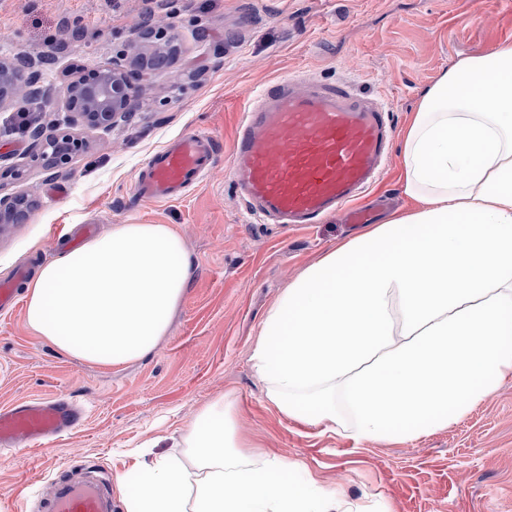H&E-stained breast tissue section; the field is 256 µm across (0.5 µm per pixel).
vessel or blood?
Listing matches in <instances>:
<instances>
[{"mask_svg":"<svg viewBox=\"0 0 512 512\" xmlns=\"http://www.w3.org/2000/svg\"><path fill=\"white\" fill-rule=\"evenodd\" d=\"M392 127L381 108L346 83L292 76L249 93L238 122L230 168L253 214L281 224H312L343 212L347 223L370 220L355 199L380 175ZM221 152L207 133L183 134L158 151L134 179V196L172 202L186 196ZM82 408L55 396L0 407V448L33 446L73 430ZM43 512H112L104 483L63 478L42 493Z\"/></svg>","mask_w":512,"mask_h":512,"instance_id":"b4317fda","label":"vessel or blood"}]
</instances>
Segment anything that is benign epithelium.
<instances>
[{
  "label": "benign epithelium",
  "mask_w": 512,
  "mask_h": 512,
  "mask_svg": "<svg viewBox=\"0 0 512 512\" xmlns=\"http://www.w3.org/2000/svg\"><path fill=\"white\" fill-rule=\"evenodd\" d=\"M131 53L126 64L112 62L83 68L80 75L57 90L70 112L67 126L53 125L43 133L33 135L28 163L57 169L69 167L85 152L87 142L73 128L109 129L117 119L131 112L133 102L143 91L145 75L165 69L169 61L180 54L171 29L147 25L136 27ZM19 73L35 83L33 63L24 53L0 60V106L12 101L15 78ZM30 205L21 194L0 195V232L12 224H21L29 217Z\"/></svg>",
  "instance_id": "7a95c632"
}]
</instances>
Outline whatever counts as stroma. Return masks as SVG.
I'll return each instance as SVG.
<instances>
[{
    "mask_svg": "<svg viewBox=\"0 0 512 512\" xmlns=\"http://www.w3.org/2000/svg\"><path fill=\"white\" fill-rule=\"evenodd\" d=\"M168 25L181 47L172 74L147 76L130 118L89 130L88 151L68 168L31 167L32 142L15 105L0 108V155L25 167L0 192L33 204L26 223L0 233V282L34 276L61 237L94 224H170L193 275L169 332L148 356L103 366L58 351L29 330L24 308L0 315V406L58 395L84 411L71 432L0 455V512H38L43 487L92 467L136 487L139 464L181 455L199 410L232 395L262 451L300 458L306 473L367 506L390 512H512V377L448 429L362 444L296 422L272 408L250 360L267 311L307 267L362 232L332 215L286 227L251 216L230 168L245 94L286 76L345 82L383 108L402 134L420 91L459 58L512 38V0H0V57L28 54L52 90L83 66L108 63L144 19ZM194 130L222 145L185 199L139 201L137 170L168 141ZM398 145L361 199L382 224L405 210Z\"/></svg>",
    "mask_w": 512,
    "mask_h": 512,
    "instance_id": "35a3bbf8",
    "label": "stroma"
}]
</instances>
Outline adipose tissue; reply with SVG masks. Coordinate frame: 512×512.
Returning a JSON list of instances; mask_svg holds the SVG:
<instances>
[{"mask_svg": "<svg viewBox=\"0 0 512 512\" xmlns=\"http://www.w3.org/2000/svg\"><path fill=\"white\" fill-rule=\"evenodd\" d=\"M414 206L309 266L268 310L251 361L278 412L364 441L443 430L512 375V39L444 70L405 130ZM191 276L169 224H117L26 283L29 329L116 366L166 336ZM235 402L206 404L122 490L126 512H359L288 459L247 452Z\"/></svg>", "mask_w": 512, "mask_h": 512, "instance_id": "1", "label": "adipose tissue"}]
</instances>
